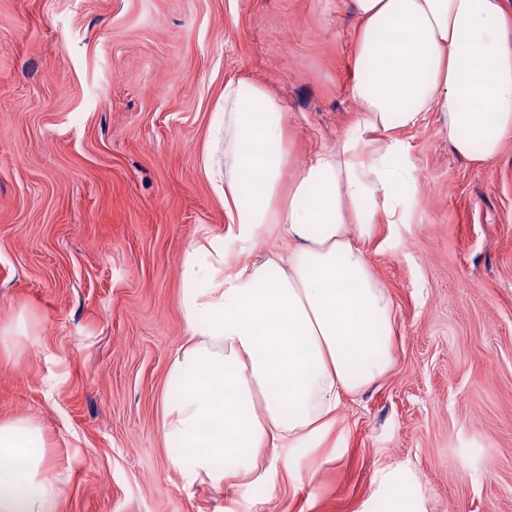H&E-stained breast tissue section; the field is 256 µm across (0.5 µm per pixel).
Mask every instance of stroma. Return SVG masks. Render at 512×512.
I'll list each match as a JSON object with an SVG mask.
<instances>
[{
  "mask_svg": "<svg viewBox=\"0 0 512 512\" xmlns=\"http://www.w3.org/2000/svg\"><path fill=\"white\" fill-rule=\"evenodd\" d=\"M353 27L351 0H0V329L34 327L0 353V420L41 427L57 512H512V138L474 165L434 112L401 133L404 223L376 213L366 242L388 374L276 449L268 482L169 465L187 247L223 235L228 273L284 247L238 236L203 170L224 83L278 95L297 169L357 118Z\"/></svg>",
  "mask_w": 512,
  "mask_h": 512,
  "instance_id": "1",
  "label": "stroma"
}]
</instances>
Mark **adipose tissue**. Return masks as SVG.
<instances>
[{"instance_id": "1", "label": "adipose tissue", "mask_w": 512, "mask_h": 512, "mask_svg": "<svg viewBox=\"0 0 512 512\" xmlns=\"http://www.w3.org/2000/svg\"><path fill=\"white\" fill-rule=\"evenodd\" d=\"M351 96L338 145L285 178L278 99L224 83L202 166L240 235L269 227L281 252L224 274V238L182 260L188 343L161 431L190 483L267 482L271 451L323 435L345 397L391 364L394 306L364 240L376 211L403 219L415 190L401 130L437 113L458 157L482 165L512 135V0H352ZM59 483L39 426L0 421V512H55Z\"/></svg>"}]
</instances>
